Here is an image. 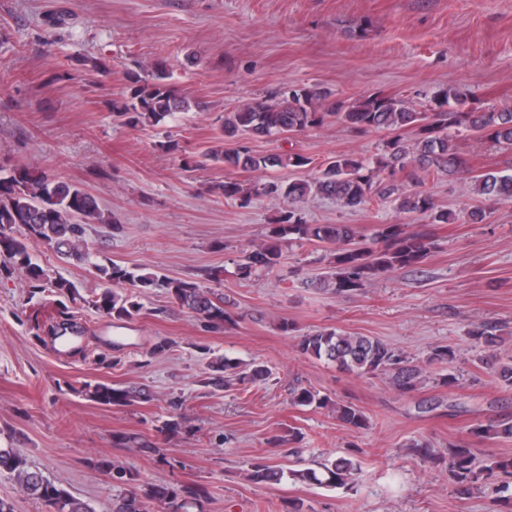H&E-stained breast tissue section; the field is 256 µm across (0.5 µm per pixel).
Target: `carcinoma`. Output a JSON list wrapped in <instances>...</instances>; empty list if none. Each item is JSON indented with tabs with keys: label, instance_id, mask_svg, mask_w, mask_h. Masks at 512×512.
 I'll return each mask as SVG.
<instances>
[{
	"label": "carcinoma",
	"instance_id": "obj_1",
	"mask_svg": "<svg viewBox=\"0 0 512 512\" xmlns=\"http://www.w3.org/2000/svg\"><path fill=\"white\" fill-rule=\"evenodd\" d=\"M128 87L121 98L113 101L112 114L132 128L157 126L176 112H189L192 102L177 93L171 82L167 64L158 61L149 74L127 76ZM467 95L448 89L432 97L427 108L420 111L410 102L374 93L354 101L330 100L315 85L293 86L270 99H247L239 102L219 119L221 135L217 144L205 155V160L186 159L185 164L195 168L205 161L222 163L234 169L257 171L268 168H306L311 158L298 152L259 155L248 145L251 137H273L287 131L317 128L336 121L356 133L387 130L391 137L383 142L379 152L371 156L340 154L325 164L312 180H299L284 189L275 183L246 187L229 179L215 187L220 195L240 207L249 206L259 196H282L288 200L277 223L268 227L266 239L256 245L238 268L244 279L259 271H271L279 263L281 240L317 241L329 249L331 273L321 286L337 294L359 290L375 278L422 263L434 246L429 225L451 224L455 215L438 207L434 199L422 190L408 191L397 183L402 176L417 184L440 174L470 178L471 170L458 150L457 140L464 132L498 148L512 149V108L461 110ZM413 132V138L405 137ZM473 194L477 205L466 213L471 224H481L493 206L512 202V173H487L473 178ZM312 194L336 200L346 208H370L388 200L396 203L399 212L419 214L429 223L408 231L402 224H377L373 232L364 235L350 224H309L302 203ZM95 222H104L99 202L81 187L64 180L50 179L28 167H15L6 177H0V278L16 274L33 295L46 291L56 297L55 324L51 331L75 327L77 301L81 299L71 282L53 278L49 271L32 259L27 242L43 243L59 257L88 259L86 229ZM23 230V238L15 229ZM101 280L114 287L129 284L135 288H165L183 308L204 318L211 329L219 331L233 321L232 314L219 296L198 282L189 279H167L156 274H134L126 267L112 263L96 266ZM87 308L111 320L133 317L141 304L131 293H120L114 288H103L85 301ZM469 336L477 342L494 347L503 341L500 325L481 321L472 324ZM301 353L325 358L342 369L363 374L384 373L390 383L403 393L418 390L423 382V368L409 361L403 354L371 336L350 335L334 328H320L299 336ZM456 359L451 346H438L428 360L450 364ZM496 378L512 387V361L484 362ZM205 384L214 390L224 383H265L271 372L263 365L241 367L240 362L228 357L209 361ZM74 393L103 406H128L136 400L150 402L154 396L144 388L130 389L108 382H85ZM291 402L297 406L315 405L335 410L336 417L350 428L361 430L369 426V419L349 402H338L330 396L305 387L291 391ZM171 412L158 432L165 435L179 433L183 417L177 413L178 401L169 400ZM469 434L479 439H493L512 434V424L506 422L477 423ZM113 443L124 448L152 449L139 438L125 432L113 435ZM97 469L117 478L120 484L137 481L138 473L109 459L97 461ZM448 474L456 492L465 496L483 478L490 479L497 472L512 474V459L496 461L491 465H477L474 449L454 446L448 453ZM357 463L347 456L326 461L320 470L303 469L284 472L265 464L251 466L249 479L256 484H278L284 477L296 482L325 487L352 489ZM7 473L18 482L26 495L41 501L48 512H97L87 500L55 485L34 468L19 448L0 447V474ZM207 497V490L192 484L173 488L167 484H149L143 495L119 494L112 499L110 512H145L144 501H155L167 506V512H189Z\"/></svg>",
	"mask_w": 512,
	"mask_h": 512
}]
</instances>
